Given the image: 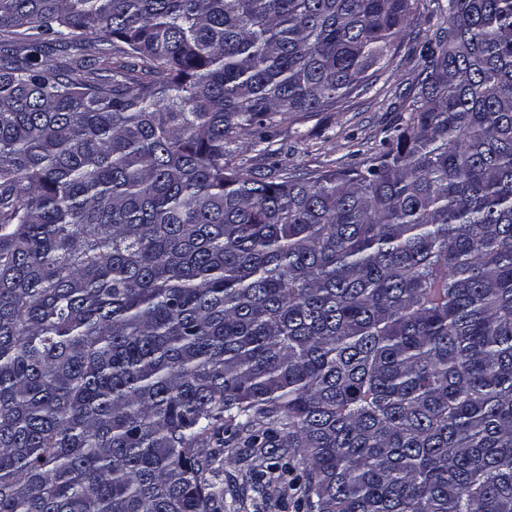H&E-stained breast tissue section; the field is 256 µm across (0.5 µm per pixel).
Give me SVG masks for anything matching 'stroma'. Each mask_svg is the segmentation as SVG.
Returning <instances> with one entry per match:
<instances>
[{
	"label": "stroma",
	"mask_w": 512,
	"mask_h": 512,
	"mask_svg": "<svg viewBox=\"0 0 512 512\" xmlns=\"http://www.w3.org/2000/svg\"><path fill=\"white\" fill-rule=\"evenodd\" d=\"M441 25L433 5H426L404 29L400 49L370 90L353 94L336 111L272 129L273 163L301 173L359 165L375 157L388 129L410 104L424 67L413 46ZM220 458L210 479L224 494L223 512H304L295 490L303 466L286 449L267 447L257 453L228 442Z\"/></svg>",
	"instance_id": "obj_1"
}]
</instances>
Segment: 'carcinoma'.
Returning <instances> with one entry per match:
<instances>
[{
	"instance_id": "obj_1",
	"label": "carcinoma",
	"mask_w": 512,
	"mask_h": 512,
	"mask_svg": "<svg viewBox=\"0 0 512 512\" xmlns=\"http://www.w3.org/2000/svg\"><path fill=\"white\" fill-rule=\"evenodd\" d=\"M446 27L368 164L233 145L373 86L419 0H0V512H512V0ZM224 434L220 467L210 474L211 481L224 493L223 512H303L294 486L303 478V465L292 459L286 448H238ZM288 464V471L281 466ZM283 472V473H282Z\"/></svg>"
}]
</instances>
